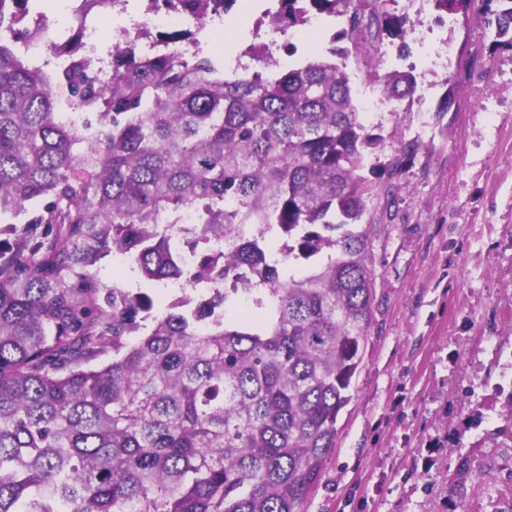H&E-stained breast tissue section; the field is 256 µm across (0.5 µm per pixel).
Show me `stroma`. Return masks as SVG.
Segmentation results:
<instances>
[{
    "mask_svg": "<svg viewBox=\"0 0 512 512\" xmlns=\"http://www.w3.org/2000/svg\"><path fill=\"white\" fill-rule=\"evenodd\" d=\"M481 7L449 30V70L410 59L417 85L402 99L384 92L381 54L345 61L355 101L383 102L362 117L382 139L363 218L373 325L307 512H492L486 494L446 492L460 458L503 426L512 392V50L492 45ZM409 141L410 158L398 150ZM95 270L105 286L150 294L156 313L176 299L120 257Z\"/></svg>",
    "mask_w": 512,
    "mask_h": 512,
    "instance_id": "obj_1",
    "label": "stroma"
}]
</instances>
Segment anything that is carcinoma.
<instances>
[{
    "mask_svg": "<svg viewBox=\"0 0 512 512\" xmlns=\"http://www.w3.org/2000/svg\"><path fill=\"white\" fill-rule=\"evenodd\" d=\"M354 2L280 0L270 22H354ZM481 3L512 49V0ZM402 31L378 20L380 37ZM288 53L269 76L126 49L106 85L75 63L57 77L95 114L87 137L59 122L43 67L0 43V512H306L372 327L359 226L380 137L344 51ZM385 86L402 98L416 77ZM188 207L198 223L179 229ZM219 237L233 249H211ZM110 253L209 296L155 315L93 272ZM292 261L308 268L283 275ZM503 416L486 440L512 449V393ZM487 468L463 459L448 498L492 492Z\"/></svg>",
    "mask_w": 512,
    "mask_h": 512,
    "instance_id": "cac0c4a2",
    "label": "carcinoma"
}]
</instances>
